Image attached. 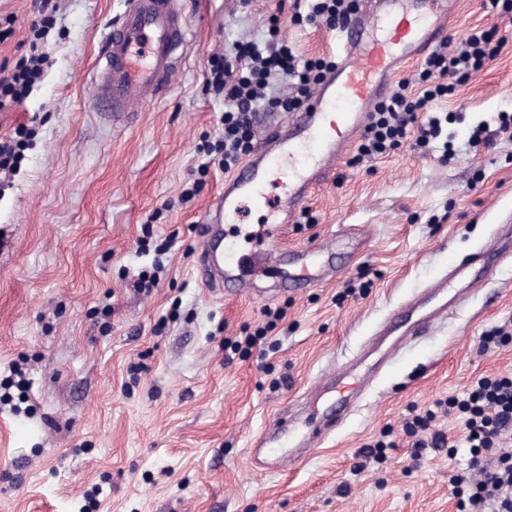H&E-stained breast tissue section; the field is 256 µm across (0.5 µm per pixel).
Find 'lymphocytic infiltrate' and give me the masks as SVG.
I'll list each match as a JSON object with an SVG mask.
<instances>
[{
  "instance_id": "obj_1",
  "label": "lymphocytic infiltrate",
  "mask_w": 512,
  "mask_h": 512,
  "mask_svg": "<svg viewBox=\"0 0 512 512\" xmlns=\"http://www.w3.org/2000/svg\"><path fill=\"white\" fill-rule=\"evenodd\" d=\"M357 0H305L304 11L294 12V24L320 23L336 28L355 10ZM51 24L43 17L33 25L30 53L15 65L10 76L0 77V110L23 103L39 83L48 62L40 49ZM506 40L497 28H473L464 39L445 42L434 51L414 77L400 79L392 94L379 102L363 130L353 164L368 162L398 150L405 142L429 151L442 135L448 116L428 111L432 101L448 98L457 88L494 61ZM323 56L300 60L292 46L280 44L265 50L250 42H238L223 60L212 63L207 83L224 97V135L207 147L224 171H231L253 149L255 116L260 112L300 110L316 85L334 66ZM282 76L288 89L273 96L271 78ZM453 416L464 427V440L471 460L468 469L455 472L456 512H512V376H482L462 394L435 401L424 415L405 425L413 448H444L446 435L432 430L438 416ZM494 456L493 467H485L486 456Z\"/></svg>"
}]
</instances>
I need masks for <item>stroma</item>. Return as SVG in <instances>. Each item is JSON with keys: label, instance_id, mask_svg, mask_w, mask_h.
<instances>
[{"label": "stroma", "instance_id": "35a3bbf8", "mask_svg": "<svg viewBox=\"0 0 512 512\" xmlns=\"http://www.w3.org/2000/svg\"><path fill=\"white\" fill-rule=\"evenodd\" d=\"M36 0H0V64L29 51ZM42 50L51 65L31 95L0 111V137L35 135L20 170L0 186V382L19 368L25 388L0 385V512H456L449 478L470 454L462 427L441 418L454 452L412 456L406 421L478 377L512 375V342L487 350L492 327L512 325V263L391 361L342 426L301 461L256 470L249 455L287 406L300 410L321 376L345 365L376 324L455 262L495 238L512 210V18L481 0H448L453 38L498 26L496 60L435 102L452 112L453 155L402 147L358 166L307 203L316 223L283 228L292 250L334 241L335 277L287 295L257 278L259 295L225 294L198 274L197 227L224 191L225 173L201 150L223 137L224 100L206 84L213 57L235 41L264 42L271 18L305 57L332 54L331 32L291 23L295 0H178L188 46L178 72L129 122L97 111L91 79L100 39L124 0H54ZM488 143L474 145L476 126ZM194 198L182 202L184 189ZM173 238L157 288L141 250ZM365 285L364 294L346 288ZM283 309L268 325L266 309ZM267 327L249 357L225 350L242 327ZM389 431L395 447L363 465L365 445Z\"/></svg>", "mask_w": 512, "mask_h": 512}]
</instances>
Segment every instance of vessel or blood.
I'll list each match as a JSON object with an SVG mask.
<instances>
[{
	"instance_id": "vessel-or-blood-1",
	"label": "vessel or blood",
	"mask_w": 512,
	"mask_h": 512,
	"mask_svg": "<svg viewBox=\"0 0 512 512\" xmlns=\"http://www.w3.org/2000/svg\"><path fill=\"white\" fill-rule=\"evenodd\" d=\"M447 15V0H361L358 13L335 30L334 70L301 111L275 124L260 121L251 155L225 180L216 199L217 216L202 227L203 281L224 282L226 291L239 295L253 286L251 278L239 277L241 265H249L255 275L278 263L282 228L298 221L316 187L335 180L337 162L362 132L375 104L388 95L400 67L423 58L447 38ZM187 44L185 19L173 0H126L124 11L103 35L94 82L96 108L119 118L134 115L168 83ZM273 174L281 175L286 186L274 204L276 222L263 246L234 254L221 219L239 215L243 199L266 202L265 185ZM324 253L320 243L296 251L289 264L298 273L284 279L283 290L312 288L325 280L328 268L314 263ZM494 275L485 252L465 255L448 279L413 296L386 319L365 354L321 377L303 419L282 411L277 430L289 436L292 447L311 452L343 423L397 351Z\"/></svg>"
}]
</instances>
